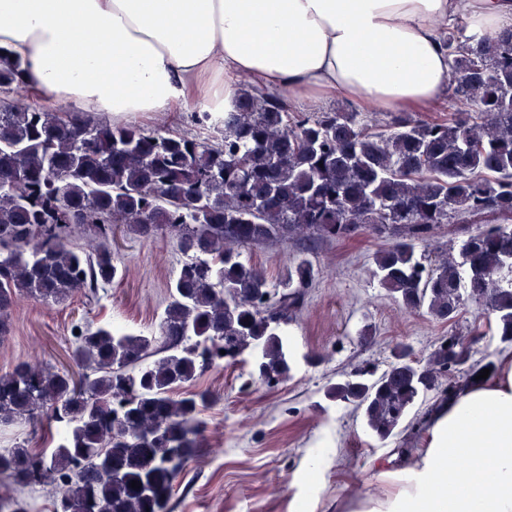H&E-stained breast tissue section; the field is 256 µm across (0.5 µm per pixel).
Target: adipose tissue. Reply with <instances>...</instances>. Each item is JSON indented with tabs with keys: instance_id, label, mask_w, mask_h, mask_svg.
<instances>
[{
	"instance_id": "1",
	"label": "adipose tissue",
	"mask_w": 512,
	"mask_h": 512,
	"mask_svg": "<svg viewBox=\"0 0 512 512\" xmlns=\"http://www.w3.org/2000/svg\"><path fill=\"white\" fill-rule=\"evenodd\" d=\"M461 22L497 37L512 0H0V51L23 87L115 117L221 112L241 76L310 107L397 111L442 97ZM377 470L391 492L336 512H512V354L432 412L419 455Z\"/></svg>"
}]
</instances>
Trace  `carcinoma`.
<instances>
[{"instance_id": "cac0c4a2", "label": "carcinoma", "mask_w": 512, "mask_h": 512, "mask_svg": "<svg viewBox=\"0 0 512 512\" xmlns=\"http://www.w3.org/2000/svg\"><path fill=\"white\" fill-rule=\"evenodd\" d=\"M448 88L466 108L448 119H394L369 127L356 110L298 114L250 85L213 134L149 132L80 112L0 99V339L16 300L89 303L120 268L112 224L142 238L178 234L184 256L169 283L160 337L76 325L78 372L20 362L0 374V424L64 419L50 454L0 450V474L53 487V512H170L173 484L199 455L206 392L174 395L207 369L253 359L260 383L291 378L283 326L318 275L299 256L270 282L242 250L287 239L336 241L371 224L398 239L373 258L371 275L406 311L454 322L473 302L512 345V31L495 39L448 31ZM19 61L0 68V91L20 87ZM496 214L505 222L470 236L458 256L429 263L442 224ZM92 227L95 239L74 243ZM494 361L472 358L465 335L437 341L426 363L397 345L380 374L360 367L324 390L361 412L382 442L441 391L450 400ZM456 369L463 384L442 379ZM141 483L131 488V481Z\"/></svg>"}]
</instances>
